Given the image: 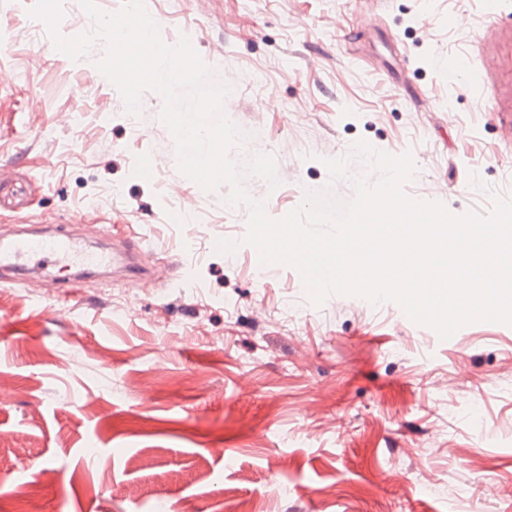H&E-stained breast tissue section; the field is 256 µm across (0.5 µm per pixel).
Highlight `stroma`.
Returning a JSON list of instances; mask_svg holds the SVG:
<instances>
[{
    "mask_svg": "<svg viewBox=\"0 0 512 512\" xmlns=\"http://www.w3.org/2000/svg\"><path fill=\"white\" fill-rule=\"evenodd\" d=\"M33 4L0 0V239L79 236L118 211L128 234L89 251L134 237L142 269L176 275L139 288L118 266H0V512H26L25 485L42 512H512V324H465L448 346L393 300L315 304L295 269L261 265L247 207L179 172L162 96L130 118L94 65L102 44L70 59ZM482 5L148 0L162 40L193 37L230 84L249 134L230 157L275 156L277 189L245 181L273 219L306 191L377 181L349 158L361 140L411 154V198L463 215L512 196V124L442 66L471 51ZM334 158L349 179L331 182Z\"/></svg>",
    "mask_w": 512,
    "mask_h": 512,
    "instance_id": "1",
    "label": "stroma"
}]
</instances>
